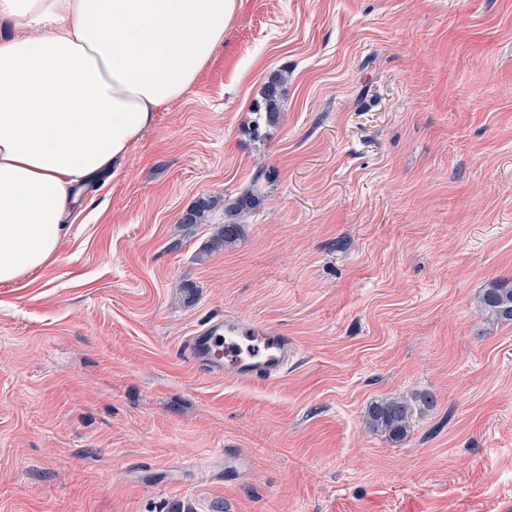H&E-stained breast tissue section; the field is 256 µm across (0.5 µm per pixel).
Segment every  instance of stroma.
<instances>
[{
    "mask_svg": "<svg viewBox=\"0 0 512 512\" xmlns=\"http://www.w3.org/2000/svg\"><path fill=\"white\" fill-rule=\"evenodd\" d=\"M245 191L204 254L223 207L181 212ZM503 281L512 0H239L58 258L0 287V512H512V324L477 305ZM225 317L288 334L280 380L183 357ZM394 395L435 399L397 442L363 419ZM288 76L277 72L271 75L262 87L260 99L257 100L251 109L255 115L252 134L260 136L262 127L270 125L278 112L281 111L286 95V84ZM259 205V198L249 192L224 198V224L218 225L211 239L209 252L213 249L234 246L244 234L243 224L237 222L236 217L256 209ZM216 201L211 198L199 197L180 216L179 224H207L210 223L212 211Z\"/></svg>",
    "mask_w": 512,
    "mask_h": 512,
    "instance_id": "35a3bbf8",
    "label": "stroma"
}]
</instances>
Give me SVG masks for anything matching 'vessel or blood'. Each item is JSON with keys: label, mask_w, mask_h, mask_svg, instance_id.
Masks as SVG:
<instances>
[{"label": "vessel or blood", "mask_w": 512, "mask_h": 512, "mask_svg": "<svg viewBox=\"0 0 512 512\" xmlns=\"http://www.w3.org/2000/svg\"><path fill=\"white\" fill-rule=\"evenodd\" d=\"M267 336L268 351L248 359L239 357L224 343L225 338L245 333ZM292 353L284 333L265 325L243 327L229 320H218L196 329L184 342V354L199 371L232 379L272 382L281 378Z\"/></svg>", "instance_id": "1"}]
</instances>
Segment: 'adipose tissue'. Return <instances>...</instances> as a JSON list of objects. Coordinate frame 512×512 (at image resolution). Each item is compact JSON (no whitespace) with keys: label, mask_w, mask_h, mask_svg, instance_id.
<instances>
[{"label":"adipose tissue","mask_w":512,"mask_h":512,"mask_svg":"<svg viewBox=\"0 0 512 512\" xmlns=\"http://www.w3.org/2000/svg\"><path fill=\"white\" fill-rule=\"evenodd\" d=\"M238 0H0V286L53 262L81 191L194 86Z\"/></svg>","instance_id":"1"}]
</instances>
